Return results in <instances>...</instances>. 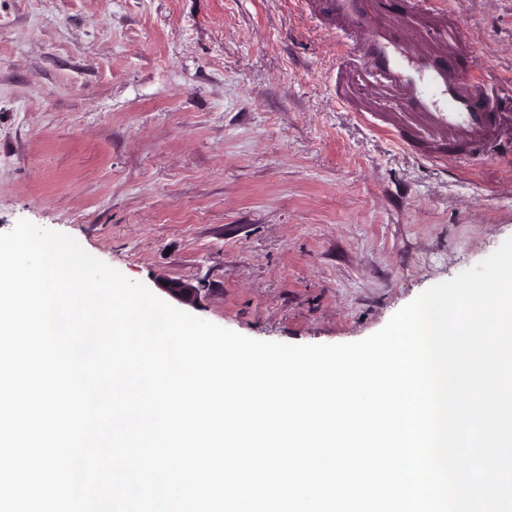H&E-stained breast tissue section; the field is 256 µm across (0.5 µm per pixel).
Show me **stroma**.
<instances>
[{"label": "stroma", "mask_w": 512, "mask_h": 512, "mask_svg": "<svg viewBox=\"0 0 512 512\" xmlns=\"http://www.w3.org/2000/svg\"><path fill=\"white\" fill-rule=\"evenodd\" d=\"M503 114L481 158L416 149L394 92L315 0H0V233L74 237L181 309L288 344L366 338L512 237V0H434Z\"/></svg>", "instance_id": "35a3bbf8"}]
</instances>
